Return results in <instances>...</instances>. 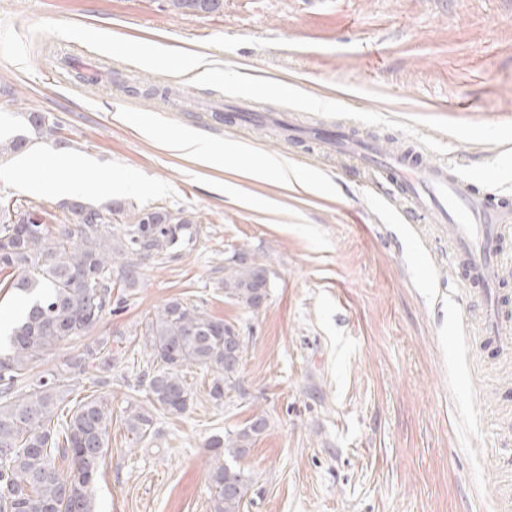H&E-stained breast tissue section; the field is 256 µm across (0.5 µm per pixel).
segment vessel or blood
Wrapping results in <instances>:
<instances>
[{
  "label": "vessel or blood",
  "instance_id": "1",
  "mask_svg": "<svg viewBox=\"0 0 512 512\" xmlns=\"http://www.w3.org/2000/svg\"><path fill=\"white\" fill-rule=\"evenodd\" d=\"M346 151L386 170L395 194L406 198L430 223L447 226L449 255L464 257L472 278L484 286V334L499 340L512 335V328L500 319L496 283L490 276L505 258L501 242L512 237V210L487 205L455 166L375 147L367 150L355 139Z\"/></svg>",
  "mask_w": 512,
  "mask_h": 512
}]
</instances>
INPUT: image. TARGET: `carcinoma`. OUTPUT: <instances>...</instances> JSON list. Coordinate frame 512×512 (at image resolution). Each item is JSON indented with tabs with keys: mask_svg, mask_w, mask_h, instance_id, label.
<instances>
[{
	"mask_svg": "<svg viewBox=\"0 0 512 512\" xmlns=\"http://www.w3.org/2000/svg\"><path fill=\"white\" fill-rule=\"evenodd\" d=\"M179 13H213L224 0H168ZM29 135L5 143L27 149L30 136L56 132L38 112L23 115ZM71 224H50L48 213L33 206L0 201V288L28 298L22 318L12 327L9 348L0 353V512H91L90 490L108 446L112 410L103 396L65 404L66 380L88 363L107 365V343L86 346L60 371L34 384L23 380L60 344L85 336L112 303V273L124 287L138 283V259L161 253L190 232L191 220L166 210L140 209L118 234L104 230L121 206L101 210L80 200L70 203ZM155 214L156 223L145 220ZM270 288V270L256 259L224 261V298L257 308ZM142 344L151 368L143 373L145 404L135 407L125 424L134 438L153 433L155 413L179 416L191 404L187 368L211 370L215 401L235 388L245 339L232 323L201 307L172 298L146 325ZM267 427L256 414L245 424L207 444V477L214 512H241L253 475L237 465ZM69 460L62 471L56 459Z\"/></svg>",
	"mask_w": 512,
	"mask_h": 512,
	"instance_id": "1",
	"label": "carcinoma"
}]
</instances>
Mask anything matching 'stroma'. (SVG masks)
I'll return each mask as SVG.
<instances>
[{
  "label": "stroma",
  "mask_w": 512,
  "mask_h": 512,
  "mask_svg": "<svg viewBox=\"0 0 512 512\" xmlns=\"http://www.w3.org/2000/svg\"><path fill=\"white\" fill-rule=\"evenodd\" d=\"M150 42L206 55L218 79L126 52ZM26 112L58 125L38 157L88 161L77 197L127 216L163 207L197 232L143 260L136 287L113 284L111 313L28 376L100 340L112 350L111 370L76 376L70 393L112 409L93 512H212L206 444L256 413L268 429L239 461L253 475L241 512H512V342L478 334L479 291L449 260L447 229L311 134L420 145L487 198L512 199V0H224L210 14L0 0L1 139L25 134ZM186 131L222 144L223 165L167 151ZM273 156L311 174L309 189L241 179ZM103 171L124 190L101 185ZM34 178L0 156L1 200L65 218L68 196ZM242 250L271 272L256 310L224 297V260ZM175 297L239 328L240 388L214 401L211 371L188 369V411L157 415L136 443L125 419L150 364L138 339Z\"/></svg>",
  "instance_id": "obj_1"
}]
</instances>
